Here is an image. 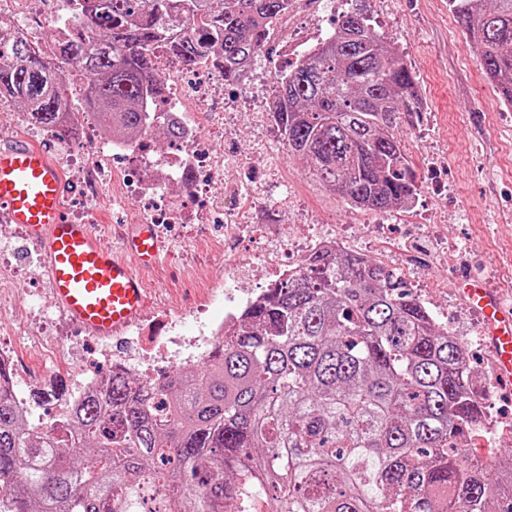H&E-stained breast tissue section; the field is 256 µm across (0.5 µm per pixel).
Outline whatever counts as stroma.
<instances>
[{"instance_id": "1", "label": "stroma", "mask_w": 512, "mask_h": 512, "mask_svg": "<svg viewBox=\"0 0 512 512\" xmlns=\"http://www.w3.org/2000/svg\"><path fill=\"white\" fill-rule=\"evenodd\" d=\"M368 13L386 45L413 71L423 97L419 120L397 133L420 189L414 204L388 212L350 207L306 175L285 142L267 139L241 120L236 159L226 176H241V159L262 151L286 176L290 207L275 224L268 217L274 196L259 199L257 223L243 226L235 243L220 224L161 226L168 252L144 273L151 288L144 319L155 320L168 305L222 317L225 296L252 287L225 270L229 247L257 263L279 244L281 233L305 239L328 224L340 231L348 249L393 268L437 323L459 338L478 364L477 375L489 384L493 416L512 423V379L495 375L482 321L455 286L459 274H477L512 305V111L499 104L484 78L448 0H368ZM17 139L45 149L60 162L66 216L93 224L105 246L119 249L121 233L140 220L145 200L105 192L84 204L72 141L35 128L0 106V144ZM0 266L13 274L12 294L0 297V338L9 341L14 361L29 373L47 374L65 396L78 391L76 365L94 375L111 369L101 355L103 340L83 339L75 351L62 338L55 347L45 346L43 337L60 310L48 289L38 247L1 214Z\"/></svg>"}]
</instances>
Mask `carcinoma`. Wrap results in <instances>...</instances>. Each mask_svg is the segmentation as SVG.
Masks as SVG:
<instances>
[{
  "mask_svg": "<svg viewBox=\"0 0 512 512\" xmlns=\"http://www.w3.org/2000/svg\"><path fill=\"white\" fill-rule=\"evenodd\" d=\"M39 45L0 30V103L69 136L71 66L120 139L147 132L165 86L161 47L239 81L290 0H67ZM279 78L271 116L308 174L380 212L419 185L396 135L422 112L416 78L366 0ZM498 100L512 106V0H448ZM0 361V512H512V457L472 463L485 433L465 347L393 270L341 250L266 291L207 365L150 386L123 373L78 402L74 424L30 429Z\"/></svg>",
  "mask_w": 512,
  "mask_h": 512,
  "instance_id": "carcinoma-1",
  "label": "carcinoma"
}]
</instances>
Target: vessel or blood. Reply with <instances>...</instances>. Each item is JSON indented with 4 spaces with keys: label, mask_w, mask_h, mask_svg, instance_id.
<instances>
[{
    "label": "vessel or blood",
    "mask_w": 512,
    "mask_h": 512,
    "mask_svg": "<svg viewBox=\"0 0 512 512\" xmlns=\"http://www.w3.org/2000/svg\"><path fill=\"white\" fill-rule=\"evenodd\" d=\"M64 195L63 170L46 151L21 140L0 145V208L40 247L62 312L91 335L109 338L141 317L146 290L137 267L158 258L161 236L155 225H135L125 240L128 255L120 257L103 245L92 224L65 218ZM463 295L483 317L498 370L511 374L512 308L476 279L467 280Z\"/></svg>",
    "instance_id": "b4317fda"
}]
</instances>
